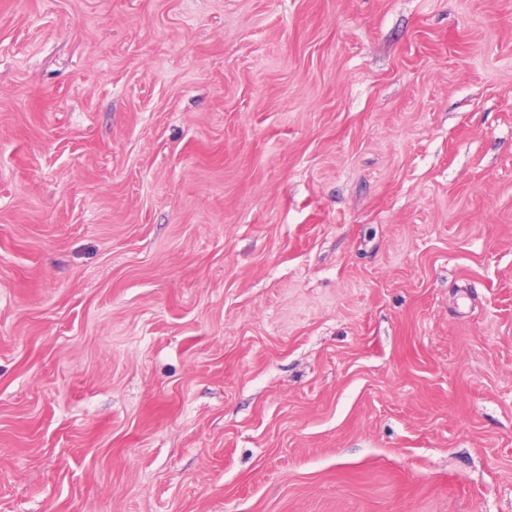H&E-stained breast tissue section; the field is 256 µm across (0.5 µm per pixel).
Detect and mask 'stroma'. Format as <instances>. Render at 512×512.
Wrapping results in <instances>:
<instances>
[{
  "label": "stroma",
  "mask_w": 512,
  "mask_h": 512,
  "mask_svg": "<svg viewBox=\"0 0 512 512\" xmlns=\"http://www.w3.org/2000/svg\"><path fill=\"white\" fill-rule=\"evenodd\" d=\"M0 512H512V0H0Z\"/></svg>",
  "instance_id": "1"
}]
</instances>
